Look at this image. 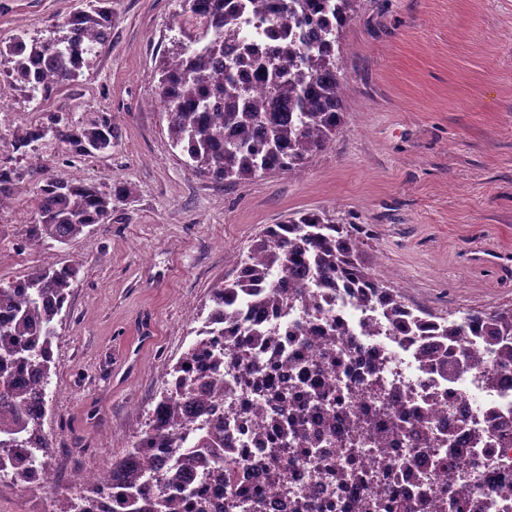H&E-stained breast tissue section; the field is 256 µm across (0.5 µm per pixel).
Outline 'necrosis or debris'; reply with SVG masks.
<instances>
[{
    "instance_id": "obj_1",
    "label": "necrosis or debris",
    "mask_w": 512,
    "mask_h": 512,
    "mask_svg": "<svg viewBox=\"0 0 512 512\" xmlns=\"http://www.w3.org/2000/svg\"><path fill=\"white\" fill-rule=\"evenodd\" d=\"M324 313L307 317L304 309L289 321L310 319L322 328L326 319L342 322L346 333L336 339L339 363L327 375L324 399L311 386L318 366L315 349L280 366L277 379L288 386L295 413L310 431L326 420L336 423L340 452L308 457L289 466L285 481L271 482L261 468L239 477L276 500L279 512H300L321 504V512H378L376 493L397 496L407 512H512V432L494 431L497 419L512 421V371H502L478 336L463 346L467 364L452 374L433 373L422 361L417 342L393 335L389 327L368 333L370 311L341 289L314 288ZM496 384H487L489 375ZM424 431L423 439L397 436L390 422ZM408 462L409 474L393 470V460Z\"/></svg>"
}]
</instances>
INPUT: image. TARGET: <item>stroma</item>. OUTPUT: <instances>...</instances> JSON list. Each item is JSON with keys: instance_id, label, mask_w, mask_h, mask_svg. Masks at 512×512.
<instances>
[{"instance_id": "1", "label": "stroma", "mask_w": 512, "mask_h": 512, "mask_svg": "<svg viewBox=\"0 0 512 512\" xmlns=\"http://www.w3.org/2000/svg\"><path fill=\"white\" fill-rule=\"evenodd\" d=\"M86 5L0 0V44L20 29L47 36ZM175 10V0H112L109 47L39 102L0 65V164L20 176L0 208V283L79 266L43 420L52 500L78 498L72 473L132 448L197 339L211 288L291 214L358 224L369 271L411 306L445 317L512 305V0H359L336 51L340 132L299 173L231 184L192 172L150 104ZM64 110L80 123L111 113L114 145L72 160L46 139L42 164L63 179L124 184L126 196L111 223L21 253L35 217L30 159L7 143Z\"/></svg>"}]
</instances>
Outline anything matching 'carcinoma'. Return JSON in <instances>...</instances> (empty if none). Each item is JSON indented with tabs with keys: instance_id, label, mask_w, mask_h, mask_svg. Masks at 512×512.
Here are the masks:
<instances>
[{
	"instance_id": "1",
	"label": "carcinoma",
	"mask_w": 512,
	"mask_h": 512,
	"mask_svg": "<svg viewBox=\"0 0 512 512\" xmlns=\"http://www.w3.org/2000/svg\"><path fill=\"white\" fill-rule=\"evenodd\" d=\"M171 31L172 54L160 68L156 93L166 114L173 145L181 147L190 169L201 176L237 182L271 171L298 173L316 152L326 148L341 128L343 78L336 44L355 13L357 0H210L203 11L199 0H176ZM251 10L260 21L273 16L290 29L315 23L311 34L284 37L266 56L246 45L242 54L257 62L264 85L258 92L239 76L240 59L219 64L224 41L239 35L236 20ZM110 0H88L87 9L57 23L45 38L13 36L0 58L11 63L10 76L32 99L48 97L72 83L109 42ZM70 147L72 156L112 150V114L100 113L89 123H75L66 112L16 138L11 146L38 156L47 134ZM36 217L18 246L37 247L49 241L67 244L95 224L112 222V212L125 196L120 186L63 180L37 162L30 166ZM18 179L0 166V207L13 196ZM362 242L349 224L318 211L293 214L284 223L266 227L238 264L234 280L211 290L204 322H221L215 335L227 338L217 347L196 342L169 372L171 387L153 407L147 428L134 448L98 472L104 483L83 485L79 501L57 499L50 512H90L95 498L112 494V512H224L214 499L211 481L235 482L236 437L224 417L199 423L208 403L224 399V370L242 368L241 377L264 378L279 354L263 351L276 345L279 332L250 324L254 315L286 314L303 306L319 311L307 272L316 284L345 288L366 308L385 312L400 336L430 340L420 349L423 362L446 374L466 356L459 337L480 336L512 367V306L491 311L471 309L459 319L438 320L409 307L399 290L377 281L362 261ZM79 266L34 267L21 280L0 286V472L26 488L45 477L40 458L50 448L43 420L51 385L56 322L70 296ZM292 275L288 285L278 278ZM345 333L336 320L319 331L305 321L292 323L287 335L302 347L313 346L322 362L336 366V337ZM206 354L210 373L199 377L193 365ZM39 382L27 381L29 371ZM288 412V389L269 379L263 406L255 415L267 423L258 436L269 437L258 460L271 477L288 472L287 432L278 427ZM232 492L247 502L246 512H275V505L244 489Z\"/></svg>"
}]
</instances>
